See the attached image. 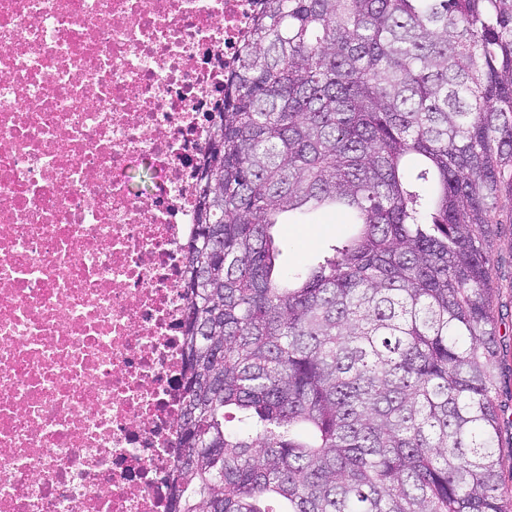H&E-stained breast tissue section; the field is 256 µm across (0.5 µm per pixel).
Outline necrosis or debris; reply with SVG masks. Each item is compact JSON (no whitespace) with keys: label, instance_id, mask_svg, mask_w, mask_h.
I'll use <instances>...</instances> for the list:
<instances>
[{"label":"necrosis or debris","instance_id":"4bbe7bcc","mask_svg":"<svg viewBox=\"0 0 512 512\" xmlns=\"http://www.w3.org/2000/svg\"><path fill=\"white\" fill-rule=\"evenodd\" d=\"M258 8L0 0V512H167L197 170Z\"/></svg>","mask_w":512,"mask_h":512}]
</instances>
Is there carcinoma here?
<instances>
[{"label":"carcinoma","mask_w":512,"mask_h":512,"mask_svg":"<svg viewBox=\"0 0 512 512\" xmlns=\"http://www.w3.org/2000/svg\"><path fill=\"white\" fill-rule=\"evenodd\" d=\"M261 2L185 244L168 512H512L490 288L512 0ZM318 213L353 230L277 269L271 229Z\"/></svg>","instance_id":"cac0c4a2"}]
</instances>
